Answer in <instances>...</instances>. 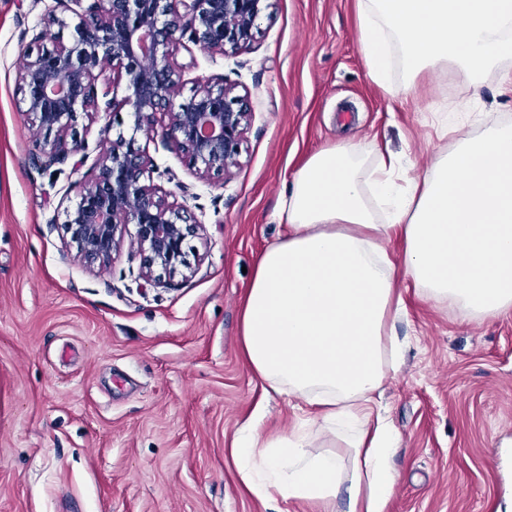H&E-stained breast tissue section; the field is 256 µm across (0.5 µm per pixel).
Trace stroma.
I'll return each instance as SVG.
<instances>
[{
    "instance_id": "35a3bbf8",
    "label": "stroma",
    "mask_w": 512,
    "mask_h": 512,
    "mask_svg": "<svg viewBox=\"0 0 512 512\" xmlns=\"http://www.w3.org/2000/svg\"><path fill=\"white\" fill-rule=\"evenodd\" d=\"M50 0H0V512H310L269 504L239 482L236 430L262 409L271 437L318 433L302 400L264 393L240 355L239 303L274 221L286 176L321 148L353 140L425 167L452 150L439 128L466 90L422 78L416 100L367 76L358 0H277L249 47L212 55L173 47L182 94L199 80L238 85L253 119L241 165L197 178L162 137L134 133L130 107L79 116L89 157L124 132L154 184L202 224L198 271L142 287L128 248L87 270L61 230L91 165L35 168L18 70ZM482 121H512V93L489 78ZM402 363L380 406L398 430L400 473L386 512H512V313L484 321L401 287Z\"/></svg>"
}]
</instances>
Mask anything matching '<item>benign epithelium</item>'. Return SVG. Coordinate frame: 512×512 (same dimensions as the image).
I'll return each mask as SVG.
<instances>
[{
  "mask_svg": "<svg viewBox=\"0 0 512 512\" xmlns=\"http://www.w3.org/2000/svg\"><path fill=\"white\" fill-rule=\"evenodd\" d=\"M275 2L55 0L47 6L44 26L67 25L57 13L62 6L79 16L76 36L68 44L56 41L28 55L19 74L30 125L41 135L54 134L40 142L39 167L48 170L71 157L77 168L85 163L86 145L74 123L79 112L96 117L111 111L110 94L118 84L106 76L109 65L126 76L123 103L135 116V130L148 139L157 134L168 138L201 178L212 172L229 174L240 164L252 119L248 95L208 80L189 99L175 103L170 93L182 79L170 47L187 34L209 52H237L253 41L258 19ZM159 114L168 118L161 127ZM106 143L94 162L92 185L81 189L76 206L66 210L64 232L82 262L101 267L121 248V225H132L141 257L139 277L151 287L167 288L180 269L195 272L188 239L202 224L187 223L183 207L168 203L159 188L144 183L146 160L133 141L119 135Z\"/></svg>",
  "mask_w": 512,
  "mask_h": 512,
  "instance_id": "benign-epithelium-1",
  "label": "benign epithelium"
}]
</instances>
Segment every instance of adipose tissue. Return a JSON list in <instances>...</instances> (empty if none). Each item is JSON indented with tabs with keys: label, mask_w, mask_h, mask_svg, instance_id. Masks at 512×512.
I'll return each mask as SVG.
<instances>
[{
	"label": "adipose tissue",
	"mask_w": 512,
	"mask_h": 512,
	"mask_svg": "<svg viewBox=\"0 0 512 512\" xmlns=\"http://www.w3.org/2000/svg\"><path fill=\"white\" fill-rule=\"evenodd\" d=\"M369 79L415 91L425 73L454 72L472 91L498 71L512 87V0H359ZM424 173L393 155L368 164L354 141L317 151L286 182L284 232L257 258L240 308L241 352L264 391L315 409L323 439L300 429L262 438L258 421L232 439L253 496L318 512H385L397 485L396 433L372 404L395 370L405 313L399 280L474 318L512 312V123L476 133ZM400 238L403 251L388 244ZM336 444L324 451V442Z\"/></svg>",
	"instance_id": "obj_1"
}]
</instances>
